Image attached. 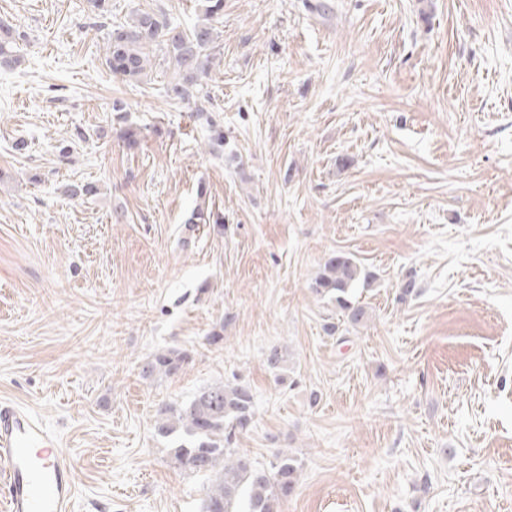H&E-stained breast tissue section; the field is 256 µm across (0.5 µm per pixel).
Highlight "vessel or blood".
Here are the masks:
<instances>
[{"instance_id": "obj_1", "label": "vessel or blood", "mask_w": 512, "mask_h": 512, "mask_svg": "<svg viewBox=\"0 0 512 512\" xmlns=\"http://www.w3.org/2000/svg\"><path fill=\"white\" fill-rule=\"evenodd\" d=\"M74 461L26 409L0 402V506L5 512H73Z\"/></svg>"}]
</instances>
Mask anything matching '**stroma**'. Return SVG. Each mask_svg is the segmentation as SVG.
<instances>
[{
	"label": "stroma",
	"instance_id": "35a3bbf8",
	"mask_svg": "<svg viewBox=\"0 0 512 512\" xmlns=\"http://www.w3.org/2000/svg\"><path fill=\"white\" fill-rule=\"evenodd\" d=\"M0 20V401L73 458L75 512H201L155 421L218 382L254 395L236 448L301 465L280 512H512V0H224L206 122L161 51L112 74L88 0ZM338 251L375 276L351 329L310 288ZM187 360V355L176 349L158 352L143 366L146 376L155 374H171L181 367Z\"/></svg>",
	"mask_w": 512,
	"mask_h": 512
}]
</instances>
